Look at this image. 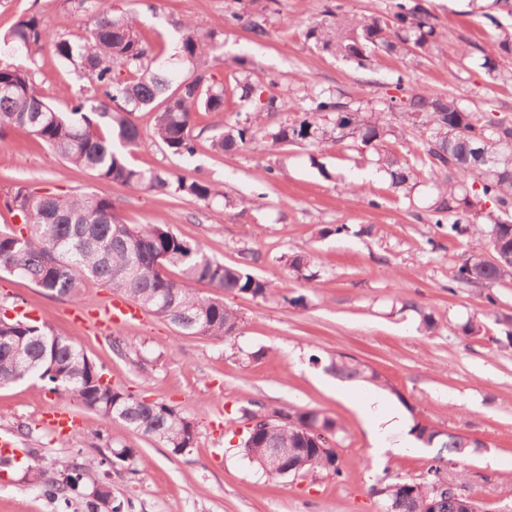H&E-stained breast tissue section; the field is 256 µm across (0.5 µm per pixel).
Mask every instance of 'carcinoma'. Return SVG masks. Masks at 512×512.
I'll return each instance as SVG.
<instances>
[{
    "label": "carcinoma",
    "instance_id": "1",
    "mask_svg": "<svg viewBox=\"0 0 512 512\" xmlns=\"http://www.w3.org/2000/svg\"><path fill=\"white\" fill-rule=\"evenodd\" d=\"M330 24L314 27L306 36L322 43L357 66H368L373 50L428 56L439 51L442 32L434 15L419 0H393L386 13L350 17L325 6ZM492 47L466 42L457 49L496 83L512 85V30L492 17ZM214 34H201L188 23L182 35V60L191 76L172 84L157 61V45L143 40L128 11L98 9L91 14L82 42L55 39L36 13L21 18L0 34V132L23 129L58 154L68 165L128 187L145 186L158 192L174 189L182 196L210 200L211 185L188 180L170 171L145 172L133 166L128 152L143 140L132 115L153 113L155 142L174 155L195 151L194 115L200 110L224 111V87L213 82L208 55ZM51 47L95 88L97 96L78 97L61 111L37 90L32 71L14 62L22 53L35 62ZM129 76L121 78L116 68ZM238 99L263 112H282L285 103L263 96L262 86L235 81ZM335 141L359 154L367 152L390 187L407 196L420 180L434 181L435 193L426 210L427 222L446 224L458 237L476 235L479 248L466 251L454 267L452 280L469 286H491L512 279V117L495 109L475 112L453 93L425 94L416 90L390 97L376 112L353 108L339 93L321 91L308 97L303 115L287 118L275 128L256 127L251 118L225 131L215 128L211 147L224 153L261 137L273 145L323 140L328 129ZM0 205L20 218L23 230L0 231V272L29 279L51 296L72 303L80 299L88 281H102L147 312L174 325L179 334L232 340L242 316L226 298L249 295L274 299L270 280L252 275L254 254L236 265L209 256L202 245L180 238L160 224L124 223L109 198L88 193L69 196L39 192L18 184L5 193ZM288 270L303 281L316 277L310 256H288ZM175 267L182 280L165 270ZM206 282L220 291L205 297L189 288ZM497 346L512 349V317L498 321ZM467 337L484 336V321L472 317L461 326ZM327 370L337 377L361 381L401 393L376 369L343 353L330 358ZM27 378L43 382L52 392L66 391L85 408L105 419H120L133 431L150 437L175 455L196 445L197 425L179 408L139 399L102 382L97 365L69 337L58 336L44 323L12 320L0 312V386ZM409 435L421 445L437 449L435 463L421 479L381 480L372 494L384 512H469L465 500L437 491L448 466L477 452L483 443L461 433L442 431L409 408ZM238 420L273 419L276 431L262 427L244 430L238 443L245 459L271 481L311 471L342 475L339 447L346 433L337 420L304 407L279 408L251 401L239 409ZM287 448L282 468L267 469L265 459ZM106 459L64 462L48 469L38 464L29 471L42 494L69 504L85 472L104 466ZM112 498L106 482L84 502V512H99Z\"/></svg>",
    "mask_w": 512,
    "mask_h": 512
}]
</instances>
